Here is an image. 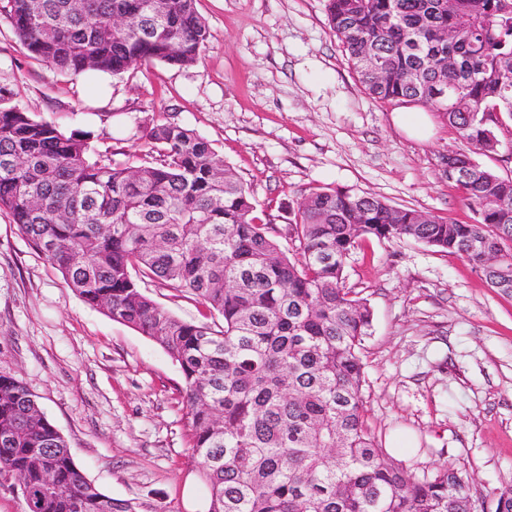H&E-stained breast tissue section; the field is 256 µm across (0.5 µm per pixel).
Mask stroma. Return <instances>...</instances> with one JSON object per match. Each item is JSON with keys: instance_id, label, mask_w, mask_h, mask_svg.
I'll return each instance as SVG.
<instances>
[{"instance_id": "35a3bbf8", "label": "stroma", "mask_w": 512, "mask_h": 512, "mask_svg": "<svg viewBox=\"0 0 512 512\" xmlns=\"http://www.w3.org/2000/svg\"><path fill=\"white\" fill-rule=\"evenodd\" d=\"M209 38L196 63L153 61L110 80L89 107L83 76L34 59L0 16V87L12 104L99 151L145 153L158 116L194 129L249 187L263 220L286 230L314 187L348 188L472 223L444 157L466 150L441 113L407 136L402 104L373 99L331 30L326 0H196ZM346 285L374 314L365 342L370 427L420 475L452 465L478 512L512 488V297L452 253L411 239H360ZM142 291L173 315L203 306L163 281ZM0 374L21 379L86 478L130 512H203L191 458L184 379L168 354L90 308L0 214Z\"/></svg>"}]
</instances>
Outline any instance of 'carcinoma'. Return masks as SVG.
I'll use <instances>...</instances> for the list:
<instances>
[{
    "label": "carcinoma",
    "instance_id": "cac0c4a2",
    "mask_svg": "<svg viewBox=\"0 0 512 512\" xmlns=\"http://www.w3.org/2000/svg\"><path fill=\"white\" fill-rule=\"evenodd\" d=\"M16 39L74 75L119 77L154 60L195 63L208 27L195 0H4ZM329 26L373 98L440 112L475 150L512 123V0H327ZM126 17L121 29L112 17ZM379 66L375 74L367 64ZM136 164L95 151L0 93V211L91 308L159 344L183 375L206 512H472L457 471L422 478L365 419L363 344L373 311L346 286L359 239L408 238L459 255L512 295V179L464 153L448 182L474 224L353 190L314 188L288 227L263 222L224 155L160 122ZM501 257L496 265L486 256ZM143 278L200 300L187 322ZM19 475L37 512H113L21 380L0 374V476Z\"/></svg>",
    "mask_w": 512,
    "mask_h": 512
}]
</instances>
